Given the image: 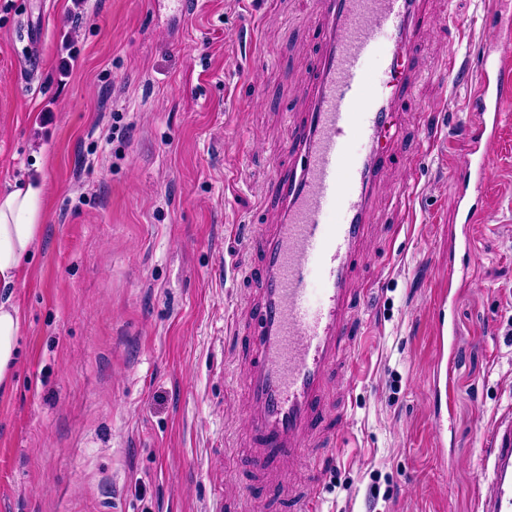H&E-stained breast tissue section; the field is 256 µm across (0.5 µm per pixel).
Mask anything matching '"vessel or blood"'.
Returning a JSON list of instances; mask_svg holds the SVG:
<instances>
[{
  "instance_id": "1",
  "label": "vessel or blood",
  "mask_w": 512,
  "mask_h": 512,
  "mask_svg": "<svg viewBox=\"0 0 512 512\" xmlns=\"http://www.w3.org/2000/svg\"><path fill=\"white\" fill-rule=\"evenodd\" d=\"M415 0H321L332 16L315 64V98L301 136L290 147L299 162L273 190L281 223L263 233V251L250 293L249 364L244 388L250 462L282 475L322 424L329 375L344 349L355 346L348 327L354 290L349 264L359 253L376 172L390 161L371 151L415 63ZM484 20L495 27L474 59L478 82L468 109L478 120L467 132L466 163L456 173L457 203L465 212L461 245L472 253L476 202L485 198L493 167L491 146L512 100V61L501 53L512 41V11L489 0ZM381 64L380 74L367 67ZM368 143L353 152L355 142ZM448 291L433 310L439 355H448ZM440 439L448 437L447 378L435 377ZM489 477L479 512H512V414L494 424L485 454Z\"/></svg>"
}]
</instances>
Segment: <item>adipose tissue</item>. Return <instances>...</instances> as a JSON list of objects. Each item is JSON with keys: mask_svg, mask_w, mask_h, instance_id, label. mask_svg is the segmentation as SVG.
Masks as SVG:
<instances>
[{"mask_svg": "<svg viewBox=\"0 0 512 512\" xmlns=\"http://www.w3.org/2000/svg\"><path fill=\"white\" fill-rule=\"evenodd\" d=\"M45 183L0 193V287H13L22 262L34 249L44 222ZM21 316L11 300H0V388L11 383L19 350Z\"/></svg>", "mask_w": 512, "mask_h": 512, "instance_id": "obj_1", "label": "adipose tissue"}]
</instances>
